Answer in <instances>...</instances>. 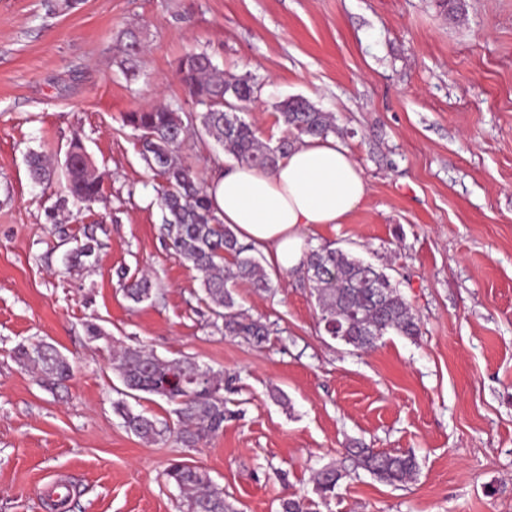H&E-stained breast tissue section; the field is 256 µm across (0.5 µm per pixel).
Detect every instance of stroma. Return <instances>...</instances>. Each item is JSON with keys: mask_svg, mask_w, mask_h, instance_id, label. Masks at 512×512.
<instances>
[{"mask_svg": "<svg viewBox=\"0 0 512 512\" xmlns=\"http://www.w3.org/2000/svg\"><path fill=\"white\" fill-rule=\"evenodd\" d=\"M132 33L143 51L129 80ZM191 49L256 76L248 118L263 141L283 136L287 97L332 113L368 194L307 242L384 271L420 336L391 332L366 353L331 340L299 273L265 293L237 284L270 331L262 346L211 327L122 122L187 101L176 63ZM77 135L103 194L59 218L71 237L95 230L86 269L65 265L47 217L60 185H34L24 162L33 148L63 169ZM124 271L150 275L151 299L124 297ZM90 321L107 340L88 338ZM39 341L73 365L66 389L16 362ZM135 344L232 377L222 434L192 450L126 430L112 350ZM360 445L414 453V480L355 468ZM175 460L239 512L315 498L311 476L330 463L346 476L319 512H512V0H0V512H46L38 491L53 481L75 490L68 512H182L163 477Z\"/></svg>", "mask_w": 512, "mask_h": 512, "instance_id": "35a3bbf8", "label": "stroma"}]
</instances>
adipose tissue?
Listing matches in <instances>:
<instances>
[{
    "label": "adipose tissue",
    "instance_id": "obj_1",
    "mask_svg": "<svg viewBox=\"0 0 512 512\" xmlns=\"http://www.w3.org/2000/svg\"><path fill=\"white\" fill-rule=\"evenodd\" d=\"M209 194L239 241L261 249L271 267L295 273L307 258V232L343 223L365 199L367 184L330 136L305 139L271 171L238 163L220 170Z\"/></svg>",
    "mask_w": 512,
    "mask_h": 512
}]
</instances>
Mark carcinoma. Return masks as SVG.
I'll use <instances>...</instances> for the list:
<instances>
[{"instance_id":"obj_1","label":"carcinoma","mask_w":512,"mask_h":512,"mask_svg":"<svg viewBox=\"0 0 512 512\" xmlns=\"http://www.w3.org/2000/svg\"><path fill=\"white\" fill-rule=\"evenodd\" d=\"M177 70L194 109L157 102L125 113L123 122L132 129L140 155L149 169L162 177L157 189L163 224L160 233L166 246L181 263L203 275V301L213 316V326L226 336H240L257 345L269 335L261 322L244 315L234 292L237 281L249 282L260 291L273 288L270 274L253 255L254 247L238 240L234 231L214 213L208 182L178 154L190 130H199L236 162L273 170L295 143L304 137H327L336 133L332 115L322 112L303 97H290L275 106L277 122L284 136L271 146L262 141L254 126L243 117L257 99L259 85L250 74L224 77L209 55L190 51L177 62ZM202 110H196V107ZM31 179L50 186L54 170L36 152H29ZM65 192L57 209L71 203L77 210L88 209L102 195V179L92 169L80 140L70 146L65 161ZM100 242L92 232L74 240L65 253L69 266L80 267L96 261ZM305 278L320 309L323 324H339L345 332L343 344L356 351H368L382 337L394 331L414 338L420 334L419 320L388 276L352 254L329 246L308 253ZM152 280L142 275L125 288L135 304L152 297ZM16 358L37 370L39 382L53 390L65 386L73 366L51 344L21 346ZM124 390L121 394L158 396L175 405L174 426L161 424L143 412L133 411L125 400L114 403L128 432L145 443L157 444L171 438L184 448H197L224 430L231 411L224 390L232 380L219 372L202 368L185 358L166 361L144 346H126L112 356ZM354 465L390 486L408 482L417 471L412 454H389L373 448H350ZM168 483L184 494L186 512H237L206 473L183 461L171 463L165 472ZM344 477L342 470L325 466L313 476L320 501L288 497L281 512H317Z\"/></svg>"}]
</instances>
